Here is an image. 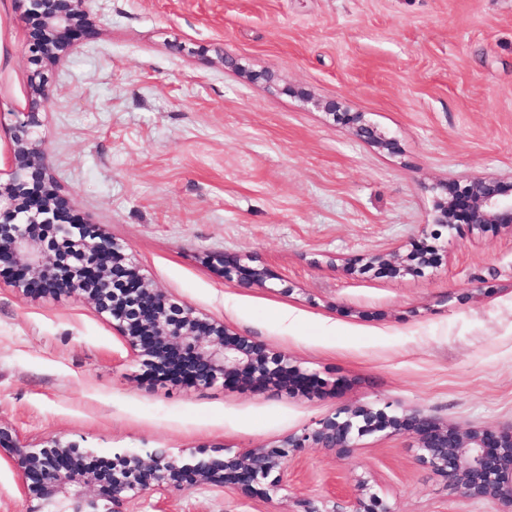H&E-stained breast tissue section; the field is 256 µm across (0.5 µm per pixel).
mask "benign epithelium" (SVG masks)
I'll return each mask as SVG.
<instances>
[{
  "label": "benign epithelium",
  "mask_w": 512,
  "mask_h": 512,
  "mask_svg": "<svg viewBox=\"0 0 512 512\" xmlns=\"http://www.w3.org/2000/svg\"><path fill=\"white\" fill-rule=\"evenodd\" d=\"M91 2L14 0L20 19H33L35 25L26 40L32 68L29 97L24 108L10 113L12 142L5 168H0V272H10L12 286L24 296L65 294L93 304L124 338L136 361L154 362L166 378L196 386L242 382L305 388L314 375L290 365L286 353L236 336L224 323L155 288L126 246L79 222L72 198L57 187L41 136V108L49 92V71L77 50L80 39L96 34L98 17ZM322 108L334 121L351 127L362 142L393 148V139L362 113L343 110L335 100ZM440 187L444 198L436 204L435 225L512 224V193L502 182L448 180ZM87 231L91 239L78 255L82 277L75 278L68 245ZM437 263L438 254L425 248L401 258L369 257V264L386 276L422 273ZM234 276L248 284L262 285L268 279L263 267L224 262V277ZM387 429L416 436L417 459L449 479L462 497L492 499L512 512V424L462 433L419 413L395 416L359 408L344 418L326 415L302 432L247 455L199 451L184 458L157 449L144 456L120 455L110 471L74 443L27 448L2 425L0 450L9 451L24 490L39 500L29 512H124L122 506L136 495L177 493L200 485H234L268 497L282 489L283 462L291 453L316 447L348 456L357 448L356 438ZM352 512L394 510L362 483Z\"/></svg>",
  "instance_id": "benign-epithelium-1"
}]
</instances>
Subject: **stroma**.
Wrapping results in <instances>:
<instances>
[{
  "label": "stroma",
  "instance_id": "obj_1",
  "mask_svg": "<svg viewBox=\"0 0 512 512\" xmlns=\"http://www.w3.org/2000/svg\"><path fill=\"white\" fill-rule=\"evenodd\" d=\"M97 36L49 81L50 172L81 221L128 247L174 300L288 354L318 385L159 380L85 300L27 298L0 276V423L60 439L189 455L261 448L340 409L391 406L460 431L512 423V227L432 240L437 184L512 185V0H94ZM27 27L0 0V158L24 107ZM272 74L250 82L223 56ZM336 100L394 138L359 141ZM434 245L422 274L354 270ZM271 274L225 278L220 257ZM272 497L234 486L141 496L125 512H349L358 479L393 512H499L421 464L406 434L304 448ZM8 452L0 512H29Z\"/></svg>",
  "mask_w": 512,
  "mask_h": 512
}]
</instances>
